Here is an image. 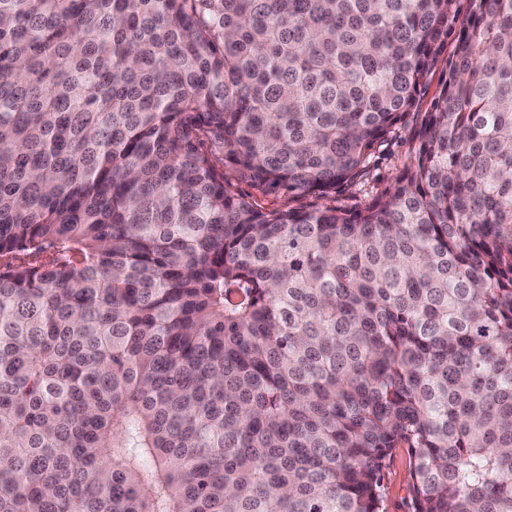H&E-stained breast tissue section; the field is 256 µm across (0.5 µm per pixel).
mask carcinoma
Wrapping results in <instances>:
<instances>
[{
  "label": "carcinoma",
  "mask_w": 512,
  "mask_h": 512,
  "mask_svg": "<svg viewBox=\"0 0 512 512\" xmlns=\"http://www.w3.org/2000/svg\"><path fill=\"white\" fill-rule=\"evenodd\" d=\"M0 0V512H512V0ZM468 0H453L448 11V39L445 40L437 59L429 70L424 85L421 86L418 110L415 112H428L434 97L440 90V83L446 65V59L453 50L456 30L468 12ZM415 117L407 116L399 123L388 140L385 153L372 164L369 175L363 180L352 184H344L336 188V193L328 199L309 196H294L288 193L267 194L245 182L233 180L234 188L240 193L250 196L259 206L265 209H308L323 203L339 206L347 211H358L375 199L385 196L391 189L394 178L410 164L412 157V132ZM409 459L405 449L399 448L393 455L387 475L388 512H406L403 507L407 495Z\"/></svg>",
  "instance_id": "obj_1"
}]
</instances>
